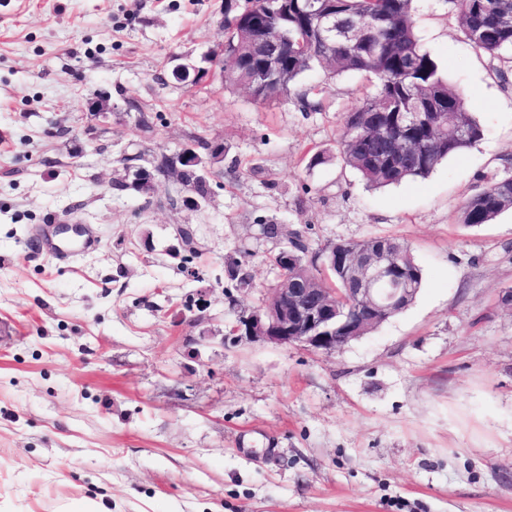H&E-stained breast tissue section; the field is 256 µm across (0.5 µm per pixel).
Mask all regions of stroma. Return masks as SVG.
I'll list each match as a JSON object with an SVG mask.
<instances>
[{
    "label": "stroma",
    "instance_id": "obj_1",
    "mask_svg": "<svg viewBox=\"0 0 512 512\" xmlns=\"http://www.w3.org/2000/svg\"><path fill=\"white\" fill-rule=\"evenodd\" d=\"M224 5L0 0V512L85 497L108 512H512V212L459 221L512 175V55L474 48L446 0H414L423 48L483 137L373 190L338 152L365 75H303L321 112L293 94L254 102L214 72L174 80L223 41ZM194 139L224 144L201 209L169 203L162 179L148 198L111 188L125 156ZM61 224L95 248L51 258L40 242ZM177 224L196 230L193 278ZM264 224L313 256L404 240L422 288L333 354L232 340L279 275ZM235 265L249 287H229Z\"/></svg>",
    "mask_w": 512,
    "mask_h": 512
}]
</instances>
